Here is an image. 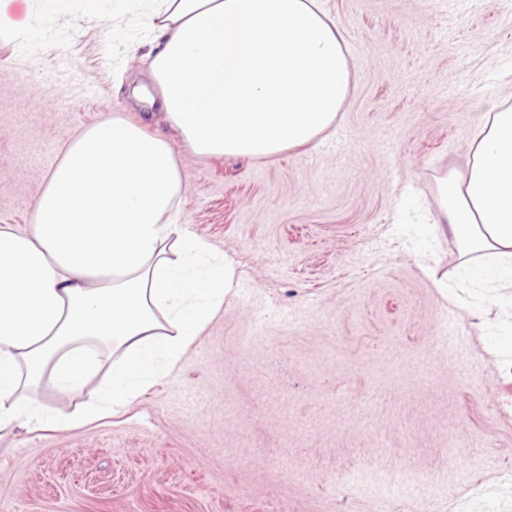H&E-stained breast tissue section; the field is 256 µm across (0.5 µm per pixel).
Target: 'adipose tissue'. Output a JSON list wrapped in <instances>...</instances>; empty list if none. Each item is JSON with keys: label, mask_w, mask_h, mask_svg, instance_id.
<instances>
[{"label": "adipose tissue", "mask_w": 512, "mask_h": 512, "mask_svg": "<svg viewBox=\"0 0 512 512\" xmlns=\"http://www.w3.org/2000/svg\"><path fill=\"white\" fill-rule=\"evenodd\" d=\"M153 19L161 108L197 154L262 158L328 131L351 90L343 38L317 0H137ZM444 218L473 277L512 288V107L484 113ZM161 133L112 117L80 128L31 224L0 225V429L62 426L36 392L108 379L83 420L124 409L178 364L224 305L235 269L187 232Z\"/></svg>", "instance_id": "1"}]
</instances>
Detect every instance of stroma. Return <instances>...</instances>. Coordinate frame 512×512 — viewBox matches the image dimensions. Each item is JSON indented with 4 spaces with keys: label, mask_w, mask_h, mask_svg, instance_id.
I'll list each match as a JSON object with an SVG mask.
<instances>
[{
    "label": "stroma",
    "mask_w": 512,
    "mask_h": 512,
    "mask_svg": "<svg viewBox=\"0 0 512 512\" xmlns=\"http://www.w3.org/2000/svg\"><path fill=\"white\" fill-rule=\"evenodd\" d=\"M15 2L0 225L31 223L65 144L117 115L167 133L187 229L236 278L123 412L0 433V512H512V335L494 292L456 296L440 187L512 105V0H319L350 95L328 133L259 159L198 155L133 99L147 13Z\"/></svg>",
    "instance_id": "obj_1"
}]
</instances>
